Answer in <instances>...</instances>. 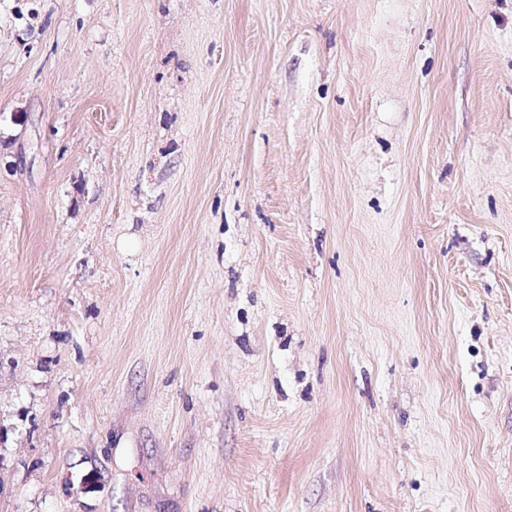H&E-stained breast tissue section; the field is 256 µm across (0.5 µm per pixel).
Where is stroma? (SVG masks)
I'll use <instances>...</instances> for the list:
<instances>
[{"label":"stroma","instance_id":"1","mask_svg":"<svg viewBox=\"0 0 512 512\" xmlns=\"http://www.w3.org/2000/svg\"><path fill=\"white\" fill-rule=\"evenodd\" d=\"M0 512H512V0H0Z\"/></svg>","mask_w":512,"mask_h":512}]
</instances>
